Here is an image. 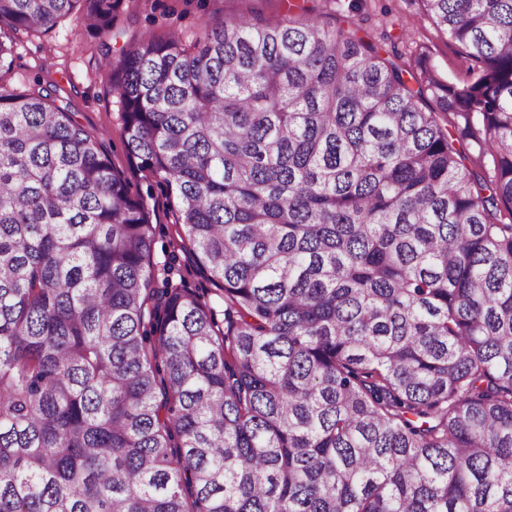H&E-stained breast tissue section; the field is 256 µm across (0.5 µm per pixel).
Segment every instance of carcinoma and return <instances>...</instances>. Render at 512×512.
<instances>
[{
    "instance_id": "obj_1",
    "label": "carcinoma",
    "mask_w": 512,
    "mask_h": 512,
    "mask_svg": "<svg viewBox=\"0 0 512 512\" xmlns=\"http://www.w3.org/2000/svg\"><path fill=\"white\" fill-rule=\"evenodd\" d=\"M420 2L469 82L293 12L105 61L221 322L98 137L0 82V512H512V0ZM118 3L0 0V71ZM175 253L178 256V261L174 280L179 282L182 279L189 288L205 292L211 296L213 302L219 304V298L213 295L218 293L216 287L198 269L192 256L185 250L175 249Z\"/></svg>"
}]
</instances>
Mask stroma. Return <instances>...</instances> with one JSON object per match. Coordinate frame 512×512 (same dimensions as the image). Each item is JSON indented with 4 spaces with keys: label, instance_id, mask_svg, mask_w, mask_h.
<instances>
[{
    "label": "stroma",
    "instance_id": "obj_1",
    "mask_svg": "<svg viewBox=\"0 0 512 512\" xmlns=\"http://www.w3.org/2000/svg\"><path fill=\"white\" fill-rule=\"evenodd\" d=\"M309 15L323 20H348L351 26L378 33L399 35L410 40L398 45L382 43V56L399 52L400 64L413 65L418 54L450 83L469 81L468 64L446 33L439 31L424 13L420 0H296ZM254 13L276 22L287 18L286 0H120L112 36L101 39L77 22L61 20L49 33L20 34L5 82L21 89H36L67 104L78 125L101 139L112 165L129 178L132 195L146 199L155 212L157 225L153 244L156 260L172 252L176 236L172 212L162 184L134 171L124 144L121 106L112 97L111 74L101 66L104 56L120 58L133 40L144 33L176 31L189 38L202 23L217 26L239 14ZM176 252V251H173ZM178 256L175 279L190 288L214 294L215 286L198 269L184 250Z\"/></svg>",
    "mask_w": 512,
    "mask_h": 512
}]
</instances>
